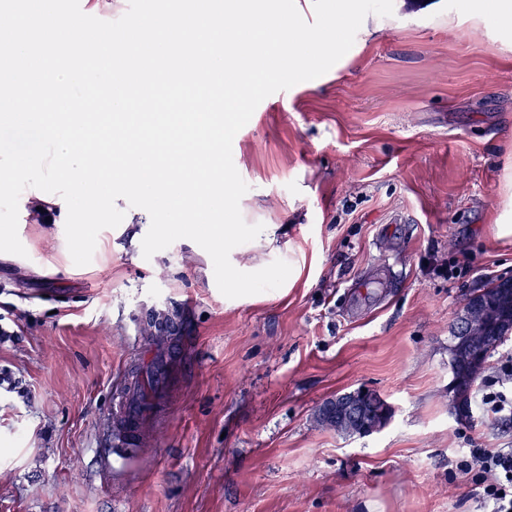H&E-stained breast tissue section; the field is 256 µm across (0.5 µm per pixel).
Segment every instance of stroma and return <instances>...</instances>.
Instances as JSON below:
<instances>
[{
  "instance_id": "stroma-1",
  "label": "stroma",
  "mask_w": 512,
  "mask_h": 512,
  "mask_svg": "<svg viewBox=\"0 0 512 512\" xmlns=\"http://www.w3.org/2000/svg\"><path fill=\"white\" fill-rule=\"evenodd\" d=\"M244 220L275 240L282 287L229 299L189 239L151 259L125 199L90 264L64 225L18 220L0 253V512H475L451 461L511 448L512 425L458 420L451 332L512 275V29L478 0H394L321 77L264 99L236 134ZM153 311L182 322L166 404L111 444L116 385L150 364ZM376 392L366 437L319 425L327 398Z\"/></svg>"
}]
</instances>
